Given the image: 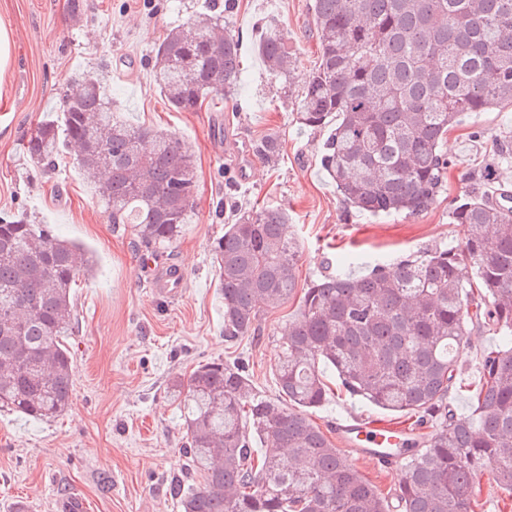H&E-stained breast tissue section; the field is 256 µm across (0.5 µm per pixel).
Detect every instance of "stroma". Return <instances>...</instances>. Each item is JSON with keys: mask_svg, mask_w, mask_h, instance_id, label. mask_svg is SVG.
Instances as JSON below:
<instances>
[{"mask_svg": "<svg viewBox=\"0 0 512 512\" xmlns=\"http://www.w3.org/2000/svg\"><path fill=\"white\" fill-rule=\"evenodd\" d=\"M0 0V22L11 31L12 60L0 77V216L28 214L89 248L94 275L73 289L75 332L71 407L50 422L0 411V512H59L67 498L90 512H179L174 481L190 484L182 453L179 411L166 397L172 378H188L200 362H244L256 396L276 400L279 344L296 302L262 309L259 338L228 341L212 241L238 211L271 206L286 212L299 239L297 276L307 284L338 271L341 253L389 262L427 248H458L461 225L449 212L471 192L512 191V161L494 164L500 141H512V106L474 112L447 135L453 161L445 188L423 214L369 215L347 205L320 165L329 131L299 124L295 97L317 60L313 0ZM223 14L242 42L243 84L194 112L175 111L152 77V52L169 31L199 13ZM275 24L291 55L285 77L261 65L256 43ZM97 78L117 111L132 122L179 138L197 168V220L168 252L186 273L177 299L155 292L160 262L147 261L130 229L112 224L81 175L78 152L68 149L55 167H34L23 145L42 119L60 115L75 76ZM280 143L267 158L266 138ZM497 342L472 327L461 355L464 373L448 393L454 413L468 414L479 382L478 361ZM378 425L419 426L342 394L309 417L330 432L336 416Z\"/></svg>", "mask_w": 512, "mask_h": 512, "instance_id": "stroma-1", "label": "stroma"}]
</instances>
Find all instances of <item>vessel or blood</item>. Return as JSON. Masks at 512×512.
<instances>
[{
    "mask_svg": "<svg viewBox=\"0 0 512 512\" xmlns=\"http://www.w3.org/2000/svg\"><path fill=\"white\" fill-rule=\"evenodd\" d=\"M333 427L337 440L354 458L391 468L402 463L410 454L409 445L413 440L411 430L378 429L373 422L343 416L334 421Z\"/></svg>",
    "mask_w": 512,
    "mask_h": 512,
    "instance_id": "obj_1",
    "label": "vessel or blood"
}]
</instances>
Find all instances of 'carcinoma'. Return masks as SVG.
Instances as JSON below:
<instances>
[{"label": "carcinoma", "mask_w": 512, "mask_h": 512, "mask_svg": "<svg viewBox=\"0 0 512 512\" xmlns=\"http://www.w3.org/2000/svg\"><path fill=\"white\" fill-rule=\"evenodd\" d=\"M319 56L298 94L297 119L324 127L321 167L344 202L371 215L428 211L450 161L440 151L461 116L512 104V0H314ZM267 72L290 59L269 26L257 43ZM153 79L170 106L192 112L239 82L240 42L221 15L190 18L155 48ZM61 119L41 121L27 160L52 166L77 142L81 169L112 223L157 258L194 223L193 155L176 137L112 107L100 82L73 79ZM459 249L432 248L355 277L327 274L304 288L275 365L280 400L253 394L242 367L198 364L170 382L182 448L198 485L176 486L181 512H476L489 471L512 491V207L484 195L455 203ZM299 244L288 214L238 213L211 246L224 300V337L255 334L259 304L296 294ZM475 269V280L463 275ZM95 271L92 252L21 212L0 218V408L38 420L72 404V289ZM498 337L481 356L472 410L448 392L470 326ZM343 389L392 412L439 423L415 442L396 505L380 496L308 418L327 401L323 368Z\"/></svg>", "instance_id": "carcinoma-1"}]
</instances>
